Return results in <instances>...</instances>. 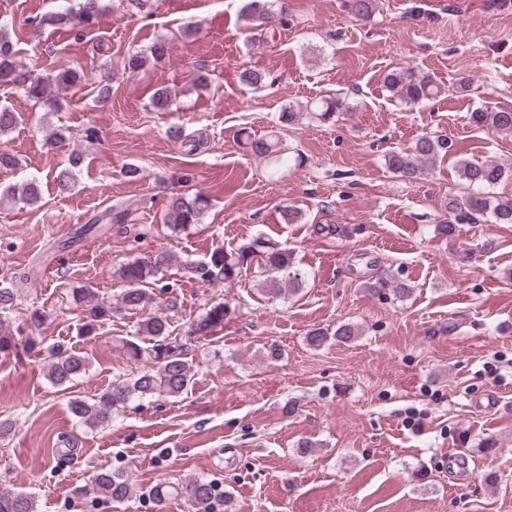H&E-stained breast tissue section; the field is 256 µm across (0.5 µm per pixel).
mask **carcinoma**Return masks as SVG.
Instances as JSON below:
<instances>
[{"instance_id": "cac0c4a2", "label": "carcinoma", "mask_w": 512, "mask_h": 512, "mask_svg": "<svg viewBox=\"0 0 512 512\" xmlns=\"http://www.w3.org/2000/svg\"><path fill=\"white\" fill-rule=\"evenodd\" d=\"M351 15L357 19H367L375 13L377 0H347ZM102 11L101 0H83L79 11L69 9L50 11L35 21L37 29L45 26L65 27L80 40L86 29ZM243 21L248 28L265 31L269 34L275 28L269 26L276 17L275 0H248L242 12ZM13 24L0 20V83L13 84L21 88L26 96L39 105L51 108L58 106L56 98L49 95L47 87L53 82L58 86H68L77 82L80 71L66 67L57 73L42 77L23 68L18 59V50L11 36ZM170 43L156 42L147 52H133L123 58V64L132 72H137L152 61L165 57ZM240 82L253 90H260L269 83V76L263 72L244 69L239 73ZM384 84L392 97L406 105H419L430 102L442 93V87L431 77L422 75L408 66L390 70L384 77ZM174 96L164 88L156 89L150 105L156 112L171 110ZM306 114L313 120L326 123L334 120L342 112L348 111L345 100L339 96H329L319 102L305 105ZM20 120L19 113L8 106H0V137L14 129ZM471 122L478 127H490L498 132L512 135V107L490 103L471 113ZM251 151L263 158L280 160V142L277 136L247 139ZM447 155L445 140L438 136L424 134L407 151H393L387 155L389 170L402 178L413 179L416 175L433 171ZM82 162V156L73 153L55 176L56 185L61 192L70 190L74 181V169ZM459 179L466 191L448 197L447 217L439 224L441 233L450 235L457 224H475L483 221L494 224H512V197L509 195L491 196L488 189L496 188L507 177L505 168L493 160L475 162L467 159L456 161ZM12 200H19L27 207L39 206L42 196L39 181L32 177L21 187L10 186L0 193ZM211 200L203 193L191 196L177 195L168 201L164 223L173 227H186L198 224L210 209ZM261 257V274L268 294L279 296L284 292L283 274L292 264V252L262 238L254 239L245 246L235 258L222 248L214 249L201 261L187 266L192 278L204 285H218L236 278L241 273L240 260L246 254ZM172 262L170 253L163 251L148 261L132 260L119 268V276L125 288L114 302L98 298L93 288H73V299L84 304L78 334L91 338L98 335L101 326L112 320V316L130 310H144L157 303V291H166L168 285L156 286L157 275ZM15 289L0 287V353H7L21 347L34 349L41 343V337L35 335L43 321L40 310L30 313L28 329L14 325L11 311L16 306ZM227 314L226 305H212L201 318L194 332L205 335L224 323ZM173 330L168 319L150 314L143 319L137 330V336H146L154 341L155 364L133 371L126 378H116L111 385L100 393L89 397L74 395L68 405L76 421L89 428H105L119 409L135 399L147 397L177 398L187 391L193 381V360L188 358L189 349L185 344L170 340ZM359 335L357 327L351 323L339 325L332 333L322 329L310 333V343L320 345L332 337L339 342L348 343ZM90 367V358L81 353L58 351L48 365L47 377L52 385L64 390L71 388L74 381L83 377ZM93 490L113 502H122L133 496L135 485L128 473L122 469L102 470L93 477ZM147 497L155 506L161 508L171 497L185 499L193 512H215V505H227L221 501V493L210 481L193 478L181 483L163 482L151 487ZM0 512H37L35 496L22 491L0 487Z\"/></svg>"}]
</instances>
